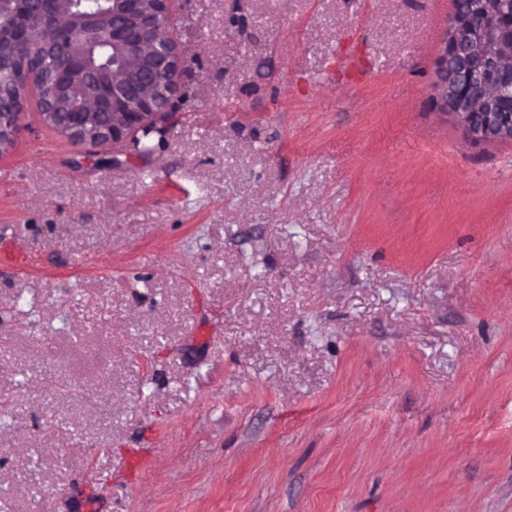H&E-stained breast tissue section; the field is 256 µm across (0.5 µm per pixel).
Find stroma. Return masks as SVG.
Returning <instances> with one entry per match:
<instances>
[{
	"mask_svg": "<svg viewBox=\"0 0 512 512\" xmlns=\"http://www.w3.org/2000/svg\"><path fill=\"white\" fill-rule=\"evenodd\" d=\"M452 13L176 0L143 148L29 90L0 512H512V142L433 105Z\"/></svg>",
	"mask_w": 512,
	"mask_h": 512,
	"instance_id": "stroma-1",
	"label": "stroma"
}]
</instances>
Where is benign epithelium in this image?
Returning <instances> with one entry per match:
<instances>
[{
    "label": "benign epithelium",
    "instance_id": "1",
    "mask_svg": "<svg viewBox=\"0 0 512 512\" xmlns=\"http://www.w3.org/2000/svg\"><path fill=\"white\" fill-rule=\"evenodd\" d=\"M174 0H112L102 17L81 26L58 24L53 0H22L23 23L10 26L9 46L0 48V73L23 70L11 100L0 97V152L9 147L26 103V90L40 92L44 121L67 138L93 146L117 145L138 132L153 129L154 120L175 94L179 55L172 34ZM500 0H457L437 58L435 105L458 118L466 137L474 141H512V10ZM41 39L43 56L74 61L72 46L79 42L84 56L100 46H112V80L103 82L100 70L85 62L76 78L98 89V111L112 115L73 118L54 108L68 67L48 71L27 58L23 50Z\"/></svg>",
    "mask_w": 512,
    "mask_h": 512
}]
</instances>
